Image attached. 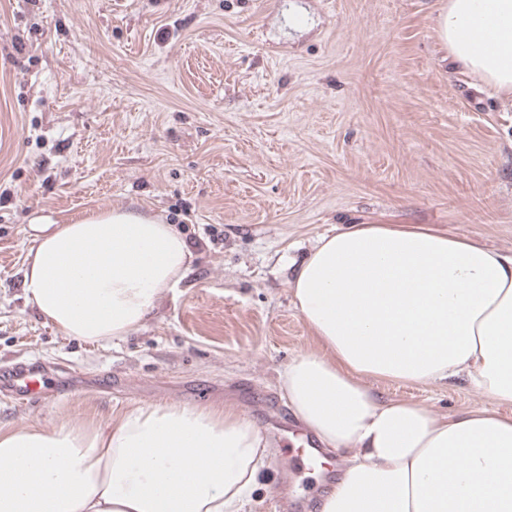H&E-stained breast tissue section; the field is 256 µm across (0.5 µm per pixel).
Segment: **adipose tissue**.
<instances>
[{
    "instance_id": "1",
    "label": "adipose tissue",
    "mask_w": 512,
    "mask_h": 512,
    "mask_svg": "<svg viewBox=\"0 0 512 512\" xmlns=\"http://www.w3.org/2000/svg\"><path fill=\"white\" fill-rule=\"evenodd\" d=\"M435 33L512 100V0H448ZM25 293L65 336L135 331L188 269L175 225L136 208L32 224ZM316 351L280 376L294 417L343 460L320 512H512V415L439 416L369 378L466 377L512 406V253L447 230L353 224L296 267ZM268 448L234 406L140 407L104 427L0 433V512H244Z\"/></svg>"
}]
</instances>
